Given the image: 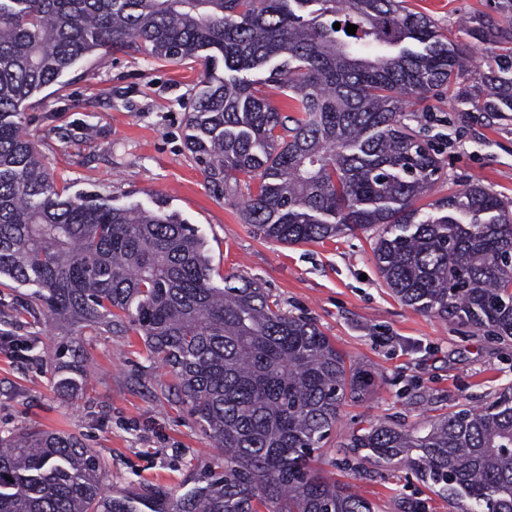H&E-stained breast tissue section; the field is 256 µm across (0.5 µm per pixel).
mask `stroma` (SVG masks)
I'll return each instance as SVG.
<instances>
[{
  "instance_id": "1",
  "label": "stroma",
  "mask_w": 512,
  "mask_h": 512,
  "mask_svg": "<svg viewBox=\"0 0 512 512\" xmlns=\"http://www.w3.org/2000/svg\"><path fill=\"white\" fill-rule=\"evenodd\" d=\"M496 0H407L449 41L462 45L472 74L494 64L488 46L458 26L495 15ZM203 67L130 51H98L59 84L32 97L20 116L58 189L96 193L116 206L158 205L181 213L203 238L221 275L255 279L283 311L314 319L371 379L368 394L345 401L322 449L327 475L349 484L378 512H448V501L402 465L361 467L343 445L366 422L411 429L465 403L478 409L512 385V342L400 302L379 275L377 229L322 243L287 245L256 235L240 209L247 193L210 183L188 150V102ZM404 123L441 162L429 199L477 183L512 204V119L469 114L447 91L406 103ZM33 286L0 276V434L37 426L71 433L106 462V494L147 487L186 490L190 476L220 463L173 389L169 371L147 355L133 328L93 333L27 312ZM87 372L82 388L60 378Z\"/></svg>"
}]
</instances>
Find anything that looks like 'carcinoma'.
Masks as SVG:
<instances>
[{"instance_id":"obj_1","label":"carcinoma","mask_w":512,"mask_h":512,"mask_svg":"<svg viewBox=\"0 0 512 512\" xmlns=\"http://www.w3.org/2000/svg\"><path fill=\"white\" fill-rule=\"evenodd\" d=\"M496 12L466 23L495 58L470 84L466 52L404 0H0V275L36 286L48 318L135 327L224 452L182 494L112 497L77 436L0 435V512H375L317 464L341 404L367 387L333 340L250 279L215 285L180 213L57 190L17 121L27 102L98 50L201 60L188 148L226 194L256 181L244 223L287 245L380 226L374 261L401 302L506 341L512 206L479 184L416 206L442 171L401 121L442 86L467 112H512V0ZM266 67L289 110L240 76ZM345 447L407 463L458 512H512V386L421 429L371 422Z\"/></svg>"}]
</instances>
